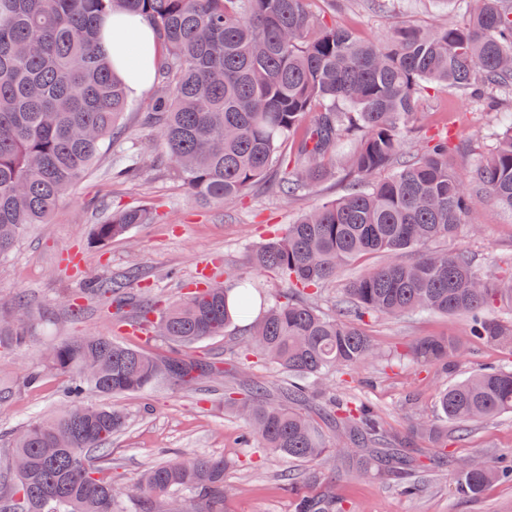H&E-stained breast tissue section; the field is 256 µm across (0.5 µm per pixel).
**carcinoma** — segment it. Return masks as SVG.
Instances as JSON below:
<instances>
[{
	"label": "carcinoma",
	"instance_id": "cac0c4a2",
	"mask_svg": "<svg viewBox=\"0 0 512 512\" xmlns=\"http://www.w3.org/2000/svg\"><path fill=\"white\" fill-rule=\"evenodd\" d=\"M309 0H0V261L28 224H44L89 172L119 116L129 106L126 84L98 46L104 17H143L162 55L156 91L142 125L158 131L150 168L167 167L201 202L230 205L249 187L288 173L289 197L343 172L357 188L303 214L256 247L252 269L286 285L249 328L243 360L280 368L298 382L271 396L261 387L227 385L224 405L249 425L254 447L290 460H317L337 446L299 405L302 382L379 360L365 317L431 311L468 319L470 335L512 352V271L494 279L476 273L466 252L428 246L469 223L473 196L487 193L512 212V127L471 174L450 162L448 137L430 139L397 162L403 134L419 112L422 91L453 86L492 101L512 95V0H475L455 22L393 28L384 41L360 40L316 16ZM312 115L309 125H302ZM353 135L354 151L327 166L336 143ZM396 166L382 181L379 170ZM148 207L119 210L92 225L106 244L139 224ZM380 254L381 265L346 281L342 313L324 316L313 304L323 286L353 258ZM111 296L128 341L74 336L47 352V367L72 375L67 410L36 421L0 448V512H163L177 492L190 512H224L228 490L222 457L190 456L145 469L121 492L97 463L126 416L103 398L143 391L163 380L192 385L224 370L185 352L224 336L252 301L249 279L224 275L189 296L167 302L131 295L102 280L83 289ZM148 331L168 345L153 355L131 341ZM27 322L0 326V345L22 348ZM398 356L449 369L463 350L445 336L414 341ZM168 368L157 370V364ZM348 439L374 446L357 459L366 470L389 457L404 472L418 463L387 446L378 414L361 402L332 406ZM439 419L468 425L512 412V368L471 372L437 398ZM415 434L448 446L435 423L418 419ZM512 468L471 459L459 465L461 494L476 496ZM295 512H345L324 490L297 500Z\"/></svg>",
	"mask_w": 512,
	"mask_h": 512
}]
</instances>
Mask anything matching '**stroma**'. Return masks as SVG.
Listing matches in <instances>:
<instances>
[{"label":"stroma","instance_id":"obj_1","mask_svg":"<svg viewBox=\"0 0 512 512\" xmlns=\"http://www.w3.org/2000/svg\"><path fill=\"white\" fill-rule=\"evenodd\" d=\"M473 7L472 0H386L379 10L367 0H337L334 19L360 38L379 41L392 25L445 23ZM147 98L144 92L131 95V107L119 121L118 142L104 145L92 173L62 199L48 223L29 225L15 250L0 262V302L22 298L32 334L25 347L0 349V448L21 427L69 405L68 377L45 369L46 348L69 336L112 335L111 302L84 295L86 284L118 280L135 270L139 276L130 282L131 292L176 299L202 282L206 268L217 281L228 271L248 274L262 302L271 303L282 284L271 274L251 270L252 250L308 209L340 197L354 182L340 173L312 191L286 198L262 181L240 202L225 207L200 202L164 171H145L136 182L114 179L113 168L156 142V130L143 128L140 121ZM511 123V100L490 111L456 90H433L422 96L420 111L408 125L406 149L415 151L427 137L445 133L456 145L453 165L473 170ZM140 206L155 208L158 222L134 227L104 245L92 241L91 227L103 213ZM438 247L468 251L480 274L500 275L512 267V213L488 195L475 196L469 225ZM249 324L246 318L234 320L225 336L193 350L194 355L223 362V379L205 378L192 387L161 381L138 393L108 398V405L129 419L109 443L107 474L114 485H130L144 469L160 462L214 455L229 461L224 483L235 489L224 512H294L298 497L318 493L328 484L347 512H512V481L490 484L469 498L459 495L454 472L457 462L475 456L512 459V415L472 426L465 436L449 438L443 450L429 437L409 432L412 419L434 418L438 395L447 386L479 368L512 367V353L470 336L464 318L434 312L369 318L370 335L382 351L420 337L448 336L469 353L448 372L437 365L383 360L311 384L316 397L305 410L341 449L302 462L254 459L242 443L246 422L224 406L225 385L254 383L276 394L288 383L287 373L262 364L245 370L237 365L236 352L247 339ZM37 371L40 382L27 385V376ZM331 400L362 401L374 408L390 441L425 463V470L410 480L415 490H407L410 482L396 480L383 467L364 471L352 465L358 447L344 444L343 427L320 414ZM287 472L295 478L290 488L281 481Z\"/></svg>","mask_w":512,"mask_h":512}]
</instances>
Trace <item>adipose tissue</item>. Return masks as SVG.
<instances>
[{"mask_svg":"<svg viewBox=\"0 0 512 512\" xmlns=\"http://www.w3.org/2000/svg\"><path fill=\"white\" fill-rule=\"evenodd\" d=\"M128 29L136 35L133 47H126L121 41L107 36L102 37L101 46L111 56L117 75L125 81L131 93L137 94L150 83L157 47L152 33L142 20L131 18Z\"/></svg>","mask_w":512,"mask_h":512,"instance_id":"ef3b65f1","label":"adipose tissue"}]
</instances>
